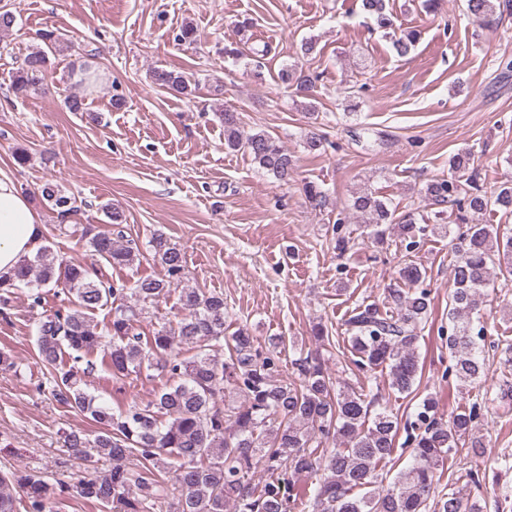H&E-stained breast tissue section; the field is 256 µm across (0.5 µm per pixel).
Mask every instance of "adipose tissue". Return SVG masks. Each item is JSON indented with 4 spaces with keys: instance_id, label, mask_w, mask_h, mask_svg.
Here are the masks:
<instances>
[{
    "instance_id": "adipose-tissue-1",
    "label": "adipose tissue",
    "mask_w": 512,
    "mask_h": 512,
    "mask_svg": "<svg viewBox=\"0 0 512 512\" xmlns=\"http://www.w3.org/2000/svg\"><path fill=\"white\" fill-rule=\"evenodd\" d=\"M43 226L32 202L11 174L0 169V276H11L19 261L37 253Z\"/></svg>"
}]
</instances>
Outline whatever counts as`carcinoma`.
<instances>
[{
  "label": "carcinoma",
  "mask_w": 512,
  "mask_h": 512,
  "mask_svg": "<svg viewBox=\"0 0 512 512\" xmlns=\"http://www.w3.org/2000/svg\"><path fill=\"white\" fill-rule=\"evenodd\" d=\"M467 2L471 15L481 21L512 8V0ZM361 7L390 39L397 56H407L417 32L395 30L384 0H361ZM39 40L42 45L32 48L15 72L12 90L17 94L39 88L49 52L64 41V34L44 30ZM150 78L176 95L194 92L191 80L180 72L156 68ZM280 79L304 93L315 87L318 76L294 62L280 70ZM219 119L227 149L249 155L279 180L293 172L292 157L270 135L245 131L231 108L219 113ZM449 167L454 176L434 179L422 189L433 210L431 224L398 213L369 188L351 196L347 211L370 229L376 243L397 231L408 252L421 235L451 232L445 214L453 216L459 246L448 299V371L466 386L476 383L486 368L485 327L473 319L479 300L491 282L499 279L506 286L512 281V230L474 219L492 208L512 214V180L490 193L474 184L467 177L474 167L468 149L453 154ZM303 190L312 209L327 207L329 196L321 185L309 181ZM41 196L64 218L77 211L76 200L52 183L44 185ZM102 211L112 229L89 238V252L114 268L133 264L140 255L138 245L118 243L123 214L108 204ZM345 212L336 213L332 227L341 256L351 249L350 239L342 235ZM149 246L167 278L144 276L131 288L107 283L88 265L64 262L46 248L21 260L11 277L0 278L4 292L51 283L68 288L69 306L38 320V353L54 396L99 427L92 439L81 430L70 431L65 439L71 455L94 470L88 477L51 484L25 469L0 470V512H54L66 495L113 512H224L228 504L233 512H292L303 505L313 512H482L477 502L455 492L436 496L438 467L459 451L460 442L470 440L468 452L480 453L482 442L474 430L481 401L444 421L436 416L435 399L425 398L404 426L413 463L385 485L378 467L394 453L398 419L378 406L377 398L334 384L316 353L299 350L292 360L299 383L288 382L279 358L282 339L272 336L261 344L244 328L227 333L231 315L224 295L183 288L175 322L151 336L137 332L142 315L185 271L184 255L164 237H152ZM399 276L408 288L390 291L395 314H382L374 302L361 304L347 321V345L339 347L321 326L315 328L314 340L321 347L336 346L359 371L387 368L391 388L410 394L421 372L416 345L431 314V299L419 287L424 278L420 266L406 262ZM110 304L112 320L101 328L89 313ZM177 345L193 354L182 357L174 352ZM94 352L102 354L115 375L138 376L146 366L174 383L145 405L132 402L114 409L86 391L79 372L59 367L66 353L80 359ZM102 459L110 462L109 468L97 467ZM290 470L318 473L320 479L311 488L290 480ZM259 471L265 478L257 482ZM432 497L437 501L431 511Z\"/></svg>",
  "instance_id": "1"
}]
</instances>
